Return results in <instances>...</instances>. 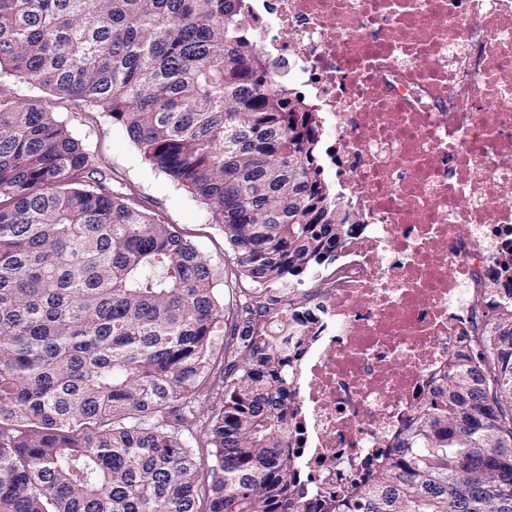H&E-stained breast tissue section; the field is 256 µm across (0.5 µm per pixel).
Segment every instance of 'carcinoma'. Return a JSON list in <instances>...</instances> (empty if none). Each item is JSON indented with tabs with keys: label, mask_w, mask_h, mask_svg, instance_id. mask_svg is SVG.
Returning a JSON list of instances; mask_svg holds the SVG:
<instances>
[{
	"label": "carcinoma",
	"mask_w": 512,
	"mask_h": 512,
	"mask_svg": "<svg viewBox=\"0 0 512 512\" xmlns=\"http://www.w3.org/2000/svg\"><path fill=\"white\" fill-rule=\"evenodd\" d=\"M242 2L0 0V73L109 114L258 284L203 412L224 322L209 260L37 100L0 92V512H313L286 444L306 336L284 315L307 298L271 287L335 262L358 221ZM334 512H512L511 302Z\"/></svg>",
	"instance_id": "obj_1"
}]
</instances>
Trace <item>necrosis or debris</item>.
I'll return each mask as SVG.
<instances>
[{
    "mask_svg": "<svg viewBox=\"0 0 512 512\" xmlns=\"http://www.w3.org/2000/svg\"><path fill=\"white\" fill-rule=\"evenodd\" d=\"M273 77L317 112L359 217L301 356L288 444L313 506L366 487L490 310L512 299V0H248Z\"/></svg>",
    "mask_w": 512,
    "mask_h": 512,
    "instance_id": "4bbe7bcc",
    "label": "necrosis or debris"
}]
</instances>
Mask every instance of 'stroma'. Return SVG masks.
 <instances>
[{
    "mask_svg": "<svg viewBox=\"0 0 512 512\" xmlns=\"http://www.w3.org/2000/svg\"><path fill=\"white\" fill-rule=\"evenodd\" d=\"M37 97L74 139L102 160L108 184L132 193L150 212L174 224L209 259L216 271L215 291L224 306V326L232 328L239 291L250 282L238 277L233 252L221 227L212 223L209 207L145 161L107 113L47 91Z\"/></svg>",
    "mask_w": 512,
    "mask_h": 512,
    "instance_id": "1",
    "label": "stroma"
}]
</instances>
